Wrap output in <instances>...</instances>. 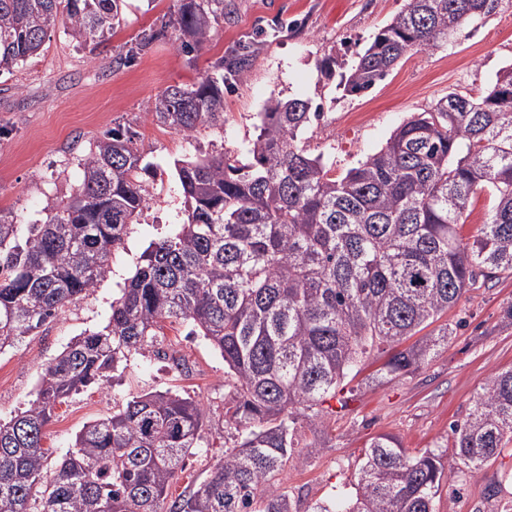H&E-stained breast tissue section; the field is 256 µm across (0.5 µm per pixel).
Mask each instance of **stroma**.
Segmentation results:
<instances>
[{
  "label": "stroma",
  "instance_id": "1",
  "mask_svg": "<svg viewBox=\"0 0 512 512\" xmlns=\"http://www.w3.org/2000/svg\"><path fill=\"white\" fill-rule=\"evenodd\" d=\"M231 12L218 36L194 56L178 48L176 0H127L123 19L105 40L74 46L61 26L51 27L41 53L0 74V210L17 223L45 219L48 206L70 196L79 165L106 130L135 132L146 163L151 202L111 257V273L89 296L68 304L50 323L0 353V420L35 399L45 367L83 332L106 325L149 245L174 235L184 219L173 162L199 152L243 153L256 135L257 114L273 97H301L323 108L301 138L323 154L333 172L358 166L377 152L414 113L457 91L479 96L496 72L512 64V5L467 25L438 48L406 55L371 90L349 96L317 64L336 59L347 71L357 52L409 0H227ZM152 34L139 47L143 34ZM243 43L255 44L257 61L247 75L224 87V117L182 137L153 122L156 97L172 85H190L213 62ZM130 53L118 66L116 55ZM456 331L448 345L414 375L381 379L383 355L366 359L347 386V408L323 417L317 445L296 453L281 475L303 504L352 491L365 443L379 434L398 437L419 453L445 445L452 423L464 419L486 379L512 368V276L468 290L444 316ZM184 360L188 371L172 366ZM171 389L201 401L214 416L189 456L171 495L189 491L224 455V360L183 323H164L155 348L129 355L112 376L57 405L44 429L53 475L84 424L132 397ZM438 512H512V447L475 472L452 473L436 500Z\"/></svg>",
  "mask_w": 512,
  "mask_h": 512
}]
</instances>
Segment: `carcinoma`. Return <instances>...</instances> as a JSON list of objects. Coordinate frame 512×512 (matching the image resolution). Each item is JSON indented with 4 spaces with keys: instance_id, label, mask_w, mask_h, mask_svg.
Returning a JSON list of instances; mask_svg holds the SVG:
<instances>
[{
    "instance_id": "carcinoma-1",
    "label": "carcinoma",
    "mask_w": 512,
    "mask_h": 512,
    "mask_svg": "<svg viewBox=\"0 0 512 512\" xmlns=\"http://www.w3.org/2000/svg\"><path fill=\"white\" fill-rule=\"evenodd\" d=\"M123 0H0V72L37 54L60 24L77 45L106 38ZM503 0H410L341 80L364 93L410 52L435 49ZM224 0H177L180 50L209 43ZM240 45L190 86L155 99L153 121L190 138L224 112V85L255 62ZM308 99L272 98L245 158L177 159L185 220L141 256L108 323L47 365L37 396L0 422V512H299L280 475L315 448L322 405L373 352L390 379L429 363L454 328L425 332L481 281L512 275V64L479 97L450 92L398 126L382 148L336 175L298 144L320 120ZM137 143L114 127L80 161L82 179L46 220L0 213V351L14 347L111 272L112 250L149 208ZM488 192L478 234L464 216ZM165 321L187 323L224 358V458L187 494L168 499L209 423L200 401L149 392L87 423L54 475L43 476L44 426L59 401L153 347ZM451 461L474 472L512 442V369L487 378L451 427ZM447 462L412 454L393 435L365 443L355 495L306 512H436Z\"/></svg>"
}]
</instances>
